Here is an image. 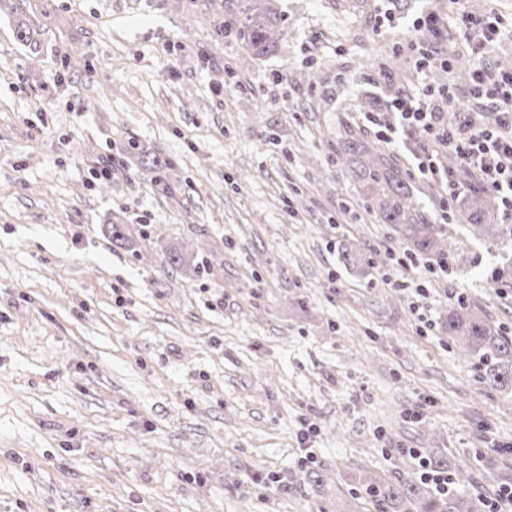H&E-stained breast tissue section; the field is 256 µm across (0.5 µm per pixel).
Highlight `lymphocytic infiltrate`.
Segmentation results:
<instances>
[{"instance_id":"1","label":"lymphocytic infiltrate","mask_w":512,"mask_h":512,"mask_svg":"<svg viewBox=\"0 0 512 512\" xmlns=\"http://www.w3.org/2000/svg\"><path fill=\"white\" fill-rule=\"evenodd\" d=\"M419 58V68L452 70L443 52L448 16L425 5L406 29ZM364 127L388 144H402L412 159V173L446 186L441 220H450L464 177L496 196L502 220L512 223V70L488 63L474 65L464 96L453 85L429 86L423 93L399 91L380 111L364 113ZM456 160L455 170L443 165Z\"/></svg>"}]
</instances>
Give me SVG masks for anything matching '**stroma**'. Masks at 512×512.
<instances>
[{
  "mask_svg": "<svg viewBox=\"0 0 512 512\" xmlns=\"http://www.w3.org/2000/svg\"><path fill=\"white\" fill-rule=\"evenodd\" d=\"M423 6L279 0L280 47L252 60L224 0H0V512H375L350 474L427 448L512 475V401L440 328L462 287L512 330V278L489 282L512 242L444 225L451 272L429 280L336 166L372 139L368 102L432 82L403 32ZM443 7L448 53L480 63L458 31L485 0ZM130 138L170 160L169 191L136 160L94 178ZM112 221L149 237L114 245ZM164 262L172 268L176 267H190L196 273L200 272L202 263L194 258L193 254L188 252L183 253L177 247H167L162 252ZM201 264V265H200Z\"/></svg>",
  "mask_w": 512,
  "mask_h": 512,
  "instance_id": "1",
  "label": "stroma"
}]
</instances>
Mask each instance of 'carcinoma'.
I'll return each mask as SVG.
<instances>
[{
	"label": "carcinoma",
	"mask_w": 512,
	"mask_h": 512,
	"mask_svg": "<svg viewBox=\"0 0 512 512\" xmlns=\"http://www.w3.org/2000/svg\"><path fill=\"white\" fill-rule=\"evenodd\" d=\"M285 34V17L277 0H224V36L240 44L243 55L260 59L273 54ZM336 163L356 184L351 204L361 205L380 224H390L409 251L439 259L450 257L451 245L437 225L431 223L415 197V187L397 157L349 134L337 146ZM494 196L481 190L461 197L458 217L478 239L502 241L512 236V228L494 223L498 213ZM107 232L115 242L131 241L136 233L146 239L142 227L109 224ZM172 268L190 267L200 272L194 255L177 247L162 252ZM442 330L456 342L458 355L479 370L481 383L490 391L512 399V334L482 308L468 300L448 308ZM431 467L448 473L451 487L443 494L417 474L397 471L386 478L358 479L365 496L378 512H485L487 500L471 496L466 486L473 481L472 465L464 462L448 466V458L427 456Z\"/></svg>",
	"instance_id": "obj_1"
}]
</instances>
